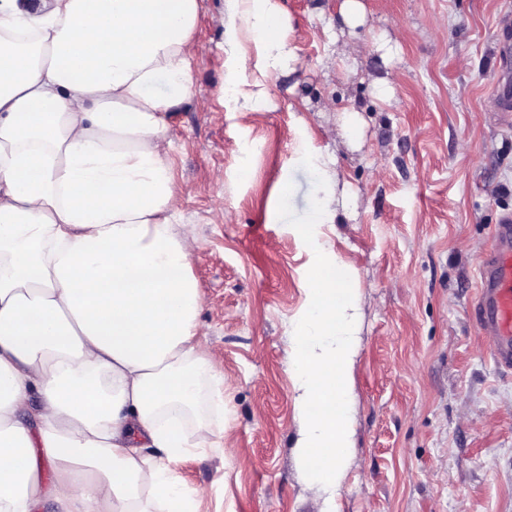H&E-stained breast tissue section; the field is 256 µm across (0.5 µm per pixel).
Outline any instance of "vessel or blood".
<instances>
[{"label":"vessel or blood","mask_w":512,"mask_h":512,"mask_svg":"<svg viewBox=\"0 0 512 512\" xmlns=\"http://www.w3.org/2000/svg\"><path fill=\"white\" fill-rule=\"evenodd\" d=\"M472 318L495 365L512 371V210L500 213L478 269Z\"/></svg>","instance_id":"vessel-or-blood-1"}]
</instances>
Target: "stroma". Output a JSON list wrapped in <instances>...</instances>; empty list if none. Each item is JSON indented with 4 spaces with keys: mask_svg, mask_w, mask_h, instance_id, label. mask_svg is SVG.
<instances>
[{
    "mask_svg": "<svg viewBox=\"0 0 512 512\" xmlns=\"http://www.w3.org/2000/svg\"><path fill=\"white\" fill-rule=\"evenodd\" d=\"M192 93L168 122L178 223L201 297L198 334L223 399L218 447L175 464L200 512H321L303 488L288 370L312 250L278 219L282 182L308 212L321 154L348 206L315 238L354 275L353 457L337 512H512V373L469 312L479 257L512 209V130L498 21L512 0H280L302 68L275 72L265 106L228 111L224 0H198ZM229 378L226 387L217 378Z\"/></svg>",
    "mask_w": 512,
    "mask_h": 512,
    "instance_id": "stroma-1",
    "label": "stroma"
}]
</instances>
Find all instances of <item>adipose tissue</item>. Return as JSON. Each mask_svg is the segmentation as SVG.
Masks as SVG:
<instances>
[{"label":"adipose tissue","instance_id":"obj_1","mask_svg":"<svg viewBox=\"0 0 512 512\" xmlns=\"http://www.w3.org/2000/svg\"><path fill=\"white\" fill-rule=\"evenodd\" d=\"M197 16L198 0H0V512H197L171 466L224 407L202 395L167 121ZM289 23L279 0H224L230 111L300 65ZM306 161L323 179L308 221L334 223L345 197Z\"/></svg>","mask_w":512,"mask_h":512}]
</instances>
